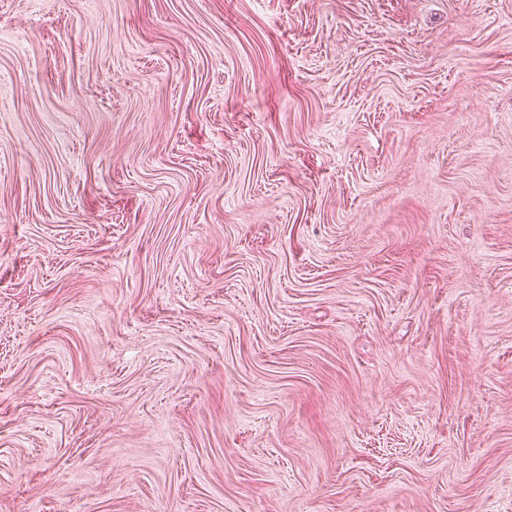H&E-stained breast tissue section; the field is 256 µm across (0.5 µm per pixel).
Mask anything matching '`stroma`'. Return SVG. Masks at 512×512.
<instances>
[{
  "mask_svg": "<svg viewBox=\"0 0 512 512\" xmlns=\"http://www.w3.org/2000/svg\"><path fill=\"white\" fill-rule=\"evenodd\" d=\"M0 512H512V0H0Z\"/></svg>",
  "mask_w": 512,
  "mask_h": 512,
  "instance_id": "1",
  "label": "stroma"
}]
</instances>
